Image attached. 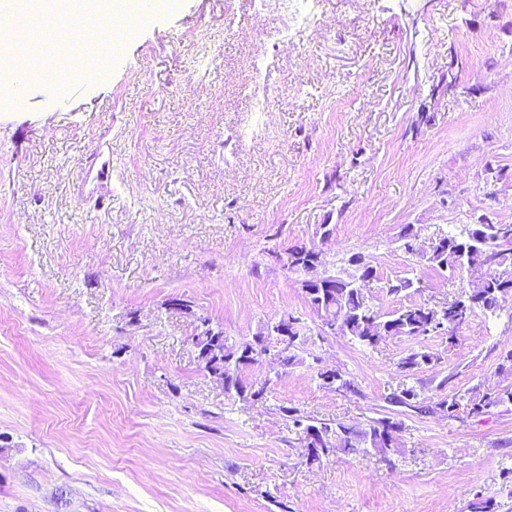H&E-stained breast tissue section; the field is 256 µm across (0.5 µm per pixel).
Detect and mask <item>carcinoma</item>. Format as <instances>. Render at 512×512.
Listing matches in <instances>:
<instances>
[{"instance_id":"1","label":"carcinoma","mask_w":512,"mask_h":512,"mask_svg":"<svg viewBox=\"0 0 512 512\" xmlns=\"http://www.w3.org/2000/svg\"><path fill=\"white\" fill-rule=\"evenodd\" d=\"M399 249L414 256L415 248L422 243L411 226L402 228L399 236ZM427 267L451 274L460 273L469 267H485L487 276L471 285L460 294L439 305L408 303L400 308L380 313L371 306L366 292L368 283L376 278V268L367 264L362 281L356 282L346 272L328 273L322 280L323 291L317 295L305 294L313 313L323 329L348 336L367 348L374 349L392 337H407L425 340L433 336H444L448 347L456 341L457 325L468 322L480 311L496 316L503 310V303L512 295V224H487L465 227L460 232L440 233L429 254L420 258ZM276 323L266 322L252 338L232 341L224 336V329L212 326L210 319H204L205 328L192 335L199 341H206L212 348V355L201 368L209 376L224 375V394L242 401H259L265 398L267 384L259 386L244 381L242 374L256 364L274 342L269 328ZM288 328L292 329V341L288 344V355L282 360L286 367L302 365L304 345L308 341V326L298 316H288ZM439 359L438 354L421 345L401 360L402 372H413ZM315 380L318 386L335 392H353L355 384L346 372L339 368L320 367L316 369ZM387 402L395 407L393 413L404 409L417 415H436L456 421L461 416L470 418L483 416L491 409L512 404V387L484 389L474 386L467 396L450 393L446 397L434 399L422 395L416 387L408 384L400 386L387 397ZM280 411L301 436L313 432L327 435L328 442L318 443L310 454L308 463L320 462L339 451L366 456H375L384 462L403 453L400 448L399 433L403 422L386 415L373 418L362 427L346 425L342 422H325L304 415L300 408L283 406Z\"/></svg>"}]
</instances>
